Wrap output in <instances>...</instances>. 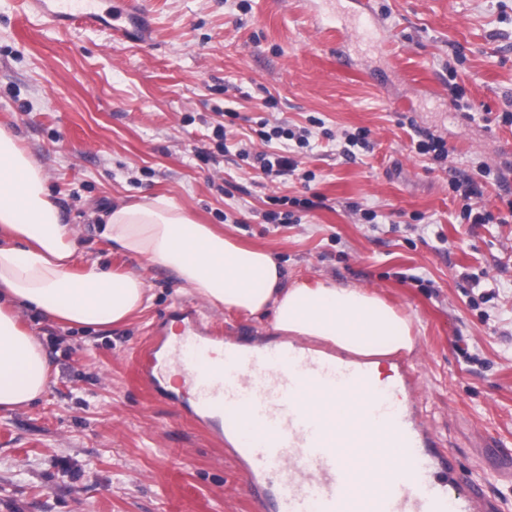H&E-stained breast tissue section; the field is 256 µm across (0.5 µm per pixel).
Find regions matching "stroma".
<instances>
[{
  "label": "stroma",
  "mask_w": 512,
  "mask_h": 512,
  "mask_svg": "<svg viewBox=\"0 0 512 512\" xmlns=\"http://www.w3.org/2000/svg\"><path fill=\"white\" fill-rule=\"evenodd\" d=\"M306 3L141 0L142 39L119 41L51 29L25 17L23 0H0V125L41 163L89 258L143 274L151 296L119 326L23 312L55 373L36 404L0 410V512H257L187 397L147 387L136 356L179 305L245 343L276 333L112 250L97 213L150 194L266 250L288 279L374 291L411 316L404 359L420 377L423 422L512 512V125L502 121L512 113V0H373L347 43L352 0ZM228 103L237 118L224 116ZM259 116L311 128L297 158L313 181L268 176L239 157ZM362 129L370 150L346 158L338 134ZM418 129L445 140L447 164L416 152ZM483 164L503 180L485 193L492 221L473 224L448 170ZM315 193L323 206L303 208ZM272 210L288 223L266 220Z\"/></svg>",
  "instance_id": "stroma-1"
}]
</instances>
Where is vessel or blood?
Instances as JSON below:
<instances>
[{"label": "vessel or blood", "instance_id": "vessel-or-blood-1", "mask_svg": "<svg viewBox=\"0 0 512 512\" xmlns=\"http://www.w3.org/2000/svg\"><path fill=\"white\" fill-rule=\"evenodd\" d=\"M32 3L61 29L95 27L124 38L140 23L136 0H127V24L119 28L111 14L90 5ZM179 316L182 339L165 342L166 358L144 352L141 375L158 387L167 370L181 372L194 415L209 422L218 441L230 443L246 465L248 486L261 491L264 512H491L492 503L469 488L413 412L409 395L420 387L417 373L398 367L392 386L378 389L370 361L342 359L299 339L254 347L216 328L201 336L191 309ZM214 343L224 347L218 374L201 365ZM306 385L361 394L364 405L352 431H332L325 414L303 407L296 396ZM375 445L396 454L384 463L371 460L367 450ZM357 464L373 476L369 491L355 488Z\"/></svg>", "mask_w": 512, "mask_h": 512}]
</instances>
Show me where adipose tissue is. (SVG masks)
<instances>
[{
    "label": "adipose tissue",
    "instance_id": "1",
    "mask_svg": "<svg viewBox=\"0 0 512 512\" xmlns=\"http://www.w3.org/2000/svg\"><path fill=\"white\" fill-rule=\"evenodd\" d=\"M102 235L129 257L164 268L185 294L212 307L271 314L274 330L332 342L365 356L411 351L412 320L377 294L332 281H286L268 252L237 245L199 223L165 194L119 202L101 213ZM73 225L50 200L42 165L12 130L0 127V409L29 406L47 390L52 365L32 309L79 326L117 325L150 302L144 278L86 259Z\"/></svg>",
    "mask_w": 512,
    "mask_h": 512
}]
</instances>
